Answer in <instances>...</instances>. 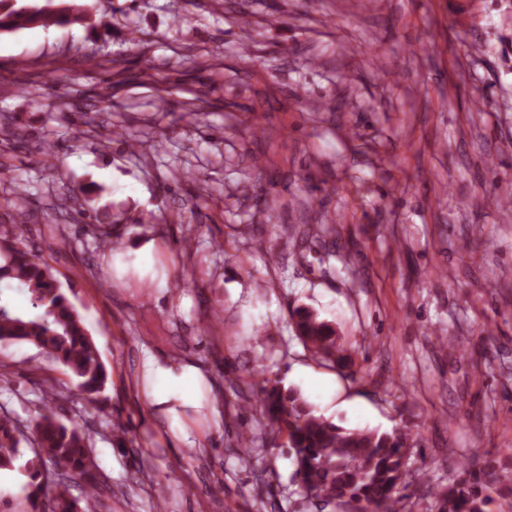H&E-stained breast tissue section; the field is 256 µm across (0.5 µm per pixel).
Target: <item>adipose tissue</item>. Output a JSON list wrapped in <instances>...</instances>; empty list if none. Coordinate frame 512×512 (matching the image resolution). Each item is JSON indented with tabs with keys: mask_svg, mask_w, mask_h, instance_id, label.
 <instances>
[{
	"mask_svg": "<svg viewBox=\"0 0 512 512\" xmlns=\"http://www.w3.org/2000/svg\"><path fill=\"white\" fill-rule=\"evenodd\" d=\"M141 393L152 412L166 417L168 431L177 444L202 447V437L192 419L203 408L204 373L184 360L146 354L141 363Z\"/></svg>",
	"mask_w": 512,
	"mask_h": 512,
	"instance_id": "ef3b65f1",
	"label": "adipose tissue"
}]
</instances>
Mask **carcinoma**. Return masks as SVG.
I'll list each match as a JSON object with an SVG mask.
<instances>
[{"instance_id":"1","label":"carcinoma","mask_w":512,"mask_h":512,"mask_svg":"<svg viewBox=\"0 0 512 512\" xmlns=\"http://www.w3.org/2000/svg\"><path fill=\"white\" fill-rule=\"evenodd\" d=\"M85 24L95 18L80 5L57 13L17 5V0H0V29ZM93 234L103 248L112 245V222L90 216ZM23 212L17 210L5 238H0V280H13V287L30 294L39 315L12 310L0 298V344L26 342L50 355L77 380L88 402L95 403L109 381L108 369L77 309L56 283L49 266L36 254L17 246L25 236ZM294 330L302 342L328 361H344L347 349L336 329L307 308L294 314ZM44 405L33 426L32 438L6 415L0 416V469L16 465L29 477L25 488L26 512H101L92 449L83 433L61 421L49 402L58 394L48 385ZM255 406L266 420V433L286 437L294 457L295 477L314 512L334 505L341 512H410L397 496L404 479V440L400 430L347 428L314 413L292 388L278 381L257 383ZM27 441L30 452L21 448ZM465 477L440 492L438 512H489L493 494L500 491L496 474L472 458L464 467ZM84 486L83 498H75L71 487Z\"/></svg>"}]
</instances>
